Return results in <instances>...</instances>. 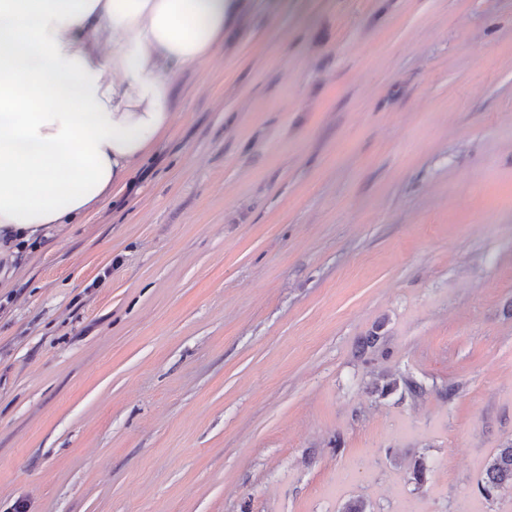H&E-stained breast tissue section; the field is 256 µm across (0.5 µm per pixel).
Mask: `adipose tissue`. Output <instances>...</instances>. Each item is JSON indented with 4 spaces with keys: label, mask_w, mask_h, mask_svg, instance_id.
<instances>
[{
    "label": "adipose tissue",
    "mask_w": 512,
    "mask_h": 512,
    "mask_svg": "<svg viewBox=\"0 0 512 512\" xmlns=\"http://www.w3.org/2000/svg\"><path fill=\"white\" fill-rule=\"evenodd\" d=\"M249 0H0V256L122 192Z\"/></svg>",
    "instance_id": "1"
}]
</instances>
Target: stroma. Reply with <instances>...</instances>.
Instances as JSON below:
<instances>
[{
	"mask_svg": "<svg viewBox=\"0 0 512 512\" xmlns=\"http://www.w3.org/2000/svg\"><path fill=\"white\" fill-rule=\"evenodd\" d=\"M178 91L7 266L0 512H512V0H255ZM504 485L512 486V442L497 451L486 465L478 489L492 497Z\"/></svg>",
	"mask_w": 512,
	"mask_h": 512,
	"instance_id": "stroma-1",
	"label": "stroma"
}]
</instances>
